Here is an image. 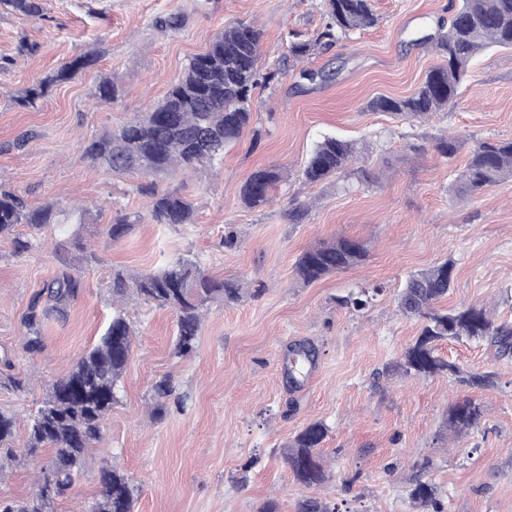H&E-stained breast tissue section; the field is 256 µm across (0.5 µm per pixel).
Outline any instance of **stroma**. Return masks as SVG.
I'll use <instances>...</instances> for the list:
<instances>
[{"mask_svg":"<svg viewBox=\"0 0 512 512\" xmlns=\"http://www.w3.org/2000/svg\"><path fill=\"white\" fill-rule=\"evenodd\" d=\"M457 2L373 0L375 26L297 59L289 45L315 40L325 0H41L35 18L0 0V187L33 209L76 202L94 217L38 235L21 224L0 237V410L19 419L18 436L48 383L111 320L113 271L136 274L188 257L247 289L239 303L205 308L198 347L183 357L174 353L173 311L127 306L139 335L119 401L92 463L53 512H84L99 495L100 468L112 465L137 490L135 512H259L270 499L278 512H297L309 491L294 481L284 453L314 420L330 428L322 448L327 479L317 494L336 512H420L408 498L419 481L434 487L445 512H512V353L486 340L439 346L441 357L463 369L496 373L489 388L385 372L420 329L399 312L396 295L410 273L433 264H454L441 307L475 305L512 323V181L473 198L450 192L469 148L512 139V49L480 53L453 108L427 120L368 107L379 96L411 95L440 63L433 37ZM238 22L262 28V62L279 72L254 93L261 138L245 133L221 164L179 169L157 182L112 173L85 156L87 139L159 102L189 59ZM23 42L37 45V54H20ZM80 55L92 65L52 86L36 106L21 105L27 88ZM305 68L330 77L309 82L300 76ZM105 77L120 86L108 104L96 97ZM448 132L465 136L466 147L445 159L433 144ZM326 135L354 142L360 153L348 189L312 187L299 175ZM270 165L285 168L287 180L264 208L246 207L242 184ZM154 185L191 198L193 223L153 221ZM297 200L309 206L300 224L289 216ZM119 212L141 220L114 244L104 230ZM230 232L236 241L229 246ZM73 233L99 260L83 268L85 289L60 313L46 287L59 266L55 245ZM340 237L361 240L366 261L299 282L298 257ZM21 241L29 249L18 250ZM365 287L374 295L364 309L339 305V297ZM33 310L41 336L35 349L25 326ZM299 341L319 354L292 387L284 367L289 345ZM11 374L27 380L26 391L2 387ZM164 377L184 403L153 422L152 386ZM464 397L482 417L478 427L457 432L448 409Z\"/></svg>","mask_w":512,"mask_h":512,"instance_id":"obj_1","label":"stroma"}]
</instances>
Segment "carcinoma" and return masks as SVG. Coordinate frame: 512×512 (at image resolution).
<instances>
[{"label": "carcinoma", "mask_w": 512, "mask_h": 512, "mask_svg": "<svg viewBox=\"0 0 512 512\" xmlns=\"http://www.w3.org/2000/svg\"><path fill=\"white\" fill-rule=\"evenodd\" d=\"M24 15H42L38 0H6ZM377 22L372 0H326L325 22L317 42L331 45L336 40ZM263 31L257 26L238 23L217 34L208 49L189 60L184 72L170 87L164 99L148 112H142L119 127L91 138L85 145L86 156L108 170L138 173L162 178L177 167L214 166L224 157L226 147L237 142L250 129L253 120L254 91L269 84L275 73L262 64ZM491 47L512 49V0H459L448 24L438 35L435 49L443 62L426 74L418 88L408 97L380 96L369 102L375 112L396 118L427 119L452 108L457 91L466 79L469 65L481 51ZM90 65L78 57L62 66L56 75L32 85L20 104L29 107L45 97L49 87L71 78ZM463 137H440L435 150L444 158L455 156L462 148ZM356 153L354 144L326 136L317 142L304 162L302 176L312 186L336 184L347 176L349 162ZM285 175L275 166L253 172L240 189L243 203L249 208L269 203L273 188ZM512 179V139L478 143L468 154L465 165L457 172L451 191L459 197H472L487 187ZM150 210L159 224L194 223L193 202L177 191L150 190ZM63 210L54 203L29 209L13 191L0 187V236L8 235L18 224L39 233L52 224H61ZM139 217L118 214L106 225V235L117 242L127 236ZM60 266L47 286L53 308L62 311L69 300L84 288L76 266L95 258L85 246L68 238L57 242ZM364 244L341 237L331 243L304 251L295 265L297 279L314 283L328 274L360 264L365 260ZM453 279V264L444 261L429 269L411 274L397 295V307L406 316L421 321V331L401 357L386 371L419 378L445 374L462 386L491 387L496 374L471 373L448 362L436 353L439 342L447 339H491L500 348H512V324L496 323L483 308L467 306L450 310L436 308L448 294ZM245 293L240 281L218 280L200 265L185 257L162 268L128 274L112 273V301L134 298L176 313L175 353L187 356L197 346L203 309L208 303H236ZM133 323L123 311L112 314L98 342L85 350L70 369L48 385L45 398L27 425L23 447L24 459L36 461L49 453L51 461L40 467L56 477V489L45 490L36 480L35 490L22 502L8 501L6 512H53L56 500L70 492L75 476L85 468L91 443L100 439L101 424L118 403L119 382L133 350ZM291 366L286 375L291 384L300 383L302 368L315 366L317 348L310 342L290 349ZM172 394L170 382L154 386L152 413L160 419L166 400ZM482 412L470 398L456 401L449 409L448 422L456 430L478 426ZM17 419L0 411V464L14 462ZM328 434L322 421L306 425L288 445L285 461L296 482L311 488L325 481L321 446ZM102 490L86 512H134L135 488L129 478L116 468H100ZM409 499L422 512H442L434 489L418 483L409 490ZM298 512H332L319 497L310 496L298 504Z\"/></svg>", "instance_id": "cac0c4a2"}]
</instances>
